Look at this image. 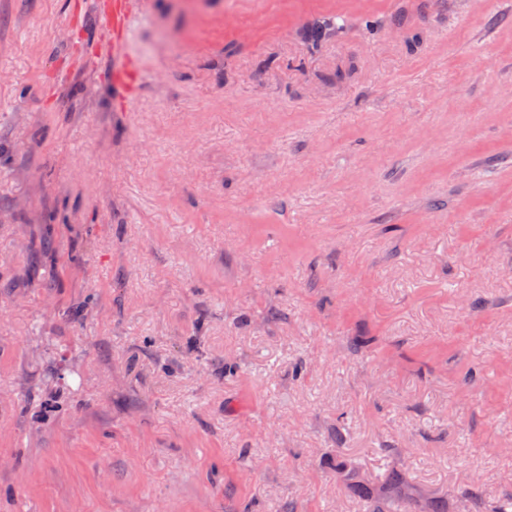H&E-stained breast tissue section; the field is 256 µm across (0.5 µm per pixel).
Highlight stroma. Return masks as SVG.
Masks as SVG:
<instances>
[{
    "instance_id": "obj_1",
    "label": "stroma",
    "mask_w": 512,
    "mask_h": 512,
    "mask_svg": "<svg viewBox=\"0 0 512 512\" xmlns=\"http://www.w3.org/2000/svg\"><path fill=\"white\" fill-rule=\"evenodd\" d=\"M87 2L0 0V512H496L512 0H126L134 95ZM338 29L339 27L336 25L334 17H326L308 28L304 32V38L312 47H317L323 41L335 36ZM384 492L372 504L370 512H413L408 486L401 473L391 471L381 481Z\"/></svg>"
}]
</instances>
